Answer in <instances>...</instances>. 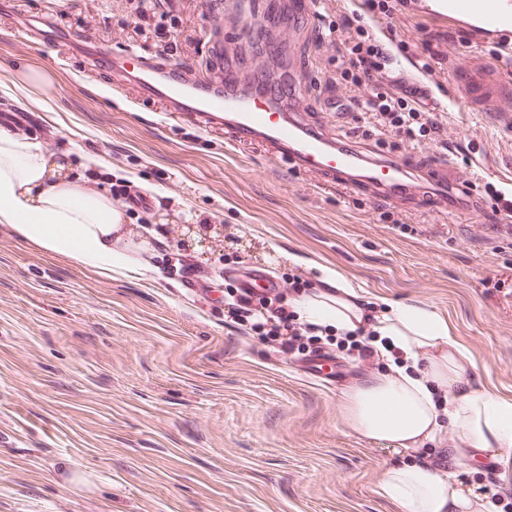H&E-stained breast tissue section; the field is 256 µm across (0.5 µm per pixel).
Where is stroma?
Returning <instances> with one entry per match:
<instances>
[{
	"mask_svg": "<svg viewBox=\"0 0 512 512\" xmlns=\"http://www.w3.org/2000/svg\"><path fill=\"white\" fill-rule=\"evenodd\" d=\"M268 2L224 0L209 19L165 0L177 32L167 46L138 34L116 0H0V131L68 157L79 177L97 159L102 177L150 200L124 216L153 244L142 275L106 277L0 226V512H395L376 487L403 455L361 437L343 411L381 360H345L332 381L307 373L187 288L171 272L178 254L217 291L233 261L314 288L330 267L368 308L427 306L470 351L476 383L512 397V240L487 229L485 192L512 188V129L494 112L447 109L449 141L468 146L456 162L478 175L452 211L325 189L315 174L275 167L262 143L229 146L223 128L168 124L162 100L90 60L107 47L186 60L201 75L267 61L298 78L306 119L344 138L318 101L336 62L314 42L349 0H318L312 17L290 21ZM243 23L271 31L281 56L269 59ZM382 23L387 52L432 61L440 81L493 61L512 81V56L498 57L490 35L447 39V24L412 7ZM430 32L444 35L433 59ZM26 65L50 71L52 86H21ZM456 471L512 512V448L503 462L461 457Z\"/></svg>",
	"mask_w": 512,
	"mask_h": 512,
	"instance_id": "stroma-1",
	"label": "stroma"
}]
</instances>
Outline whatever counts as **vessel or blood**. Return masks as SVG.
I'll return each mask as SVG.
<instances>
[{"label":"vessel or blood","mask_w":512,"mask_h":512,"mask_svg":"<svg viewBox=\"0 0 512 512\" xmlns=\"http://www.w3.org/2000/svg\"><path fill=\"white\" fill-rule=\"evenodd\" d=\"M422 9L430 17H446L449 28L460 33L495 34L499 28L491 20L511 10L512 0H453L446 11L438 0H422ZM92 61L118 76L134 78L144 97L165 100L170 119L223 127L227 140L236 144L264 143L273 150L274 164L318 174L323 186L343 185L390 198L427 195L448 203L467 197L470 191L471 177L460 176L456 170L425 166L419 168L420 178L415 181L405 159L368 158L336 143L299 113L285 109L287 88L260 79L249 84L230 83L219 71L204 80H191L177 63L161 65L141 59L131 67L126 56L107 48L96 50ZM454 84L464 90L475 110L496 109L503 125L512 124V85L499 78L497 67L458 75ZM233 279L237 287L256 292L278 285L259 267L236 272Z\"/></svg>","instance_id":"1"}]
</instances>
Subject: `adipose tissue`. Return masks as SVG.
Returning <instances> with one entry per match:
<instances>
[{
	"mask_svg": "<svg viewBox=\"0 0 512 512\" xmlns=\"http://www.w3.org/2000/svg\"><path fill=\"white\" fill-rule=\"evenodd\" d=\"M123 221L100 189L76 181L67 157L0 132V226L19 240L103 276L116 270L137 276L144 269L142 249L129 244ZM321 278L330 292L297 299L298 321L355 330L363 307L353 288L329 267ZM373 321L404 363L348 392L344 411L355 432L388 442L400 454L417 453L448 431L477 459L512 447V398L474 384L471 356L446 319L424 306L391 303ZM439 388L448 391L442 405L433 396ZM458 454L449 449L443 471L425 463L387 469L379 496L398 512H492L488 492L457 477Z\"/></svg>",
	"mask_w": 512,
	"mask_h": 512,
	"instance_id": "ef3b65f1",
	"label": "adipose tissue"
}]
</instances>
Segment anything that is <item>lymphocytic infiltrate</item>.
Listing matches in <instances>:
<instances>
[{
	"mask_svg": "<svg viewBox=\"0 0 512 512\" xmlns=\"http://www.w3.org/2000/svg\"><path fill=\"white\" fill-rule=\"evenodd\" d=\"M336 28L338 36L329 39L328 45L339 66L335 77L327 80L325 91L329 100L335 101L338 116L345 119L350 135L369 138L381 134L412 141L421 150L431 142L443 151H455V144L445 137L440 114L420 109L412 93L390 76L389 55L376 39L344 13ZM369 83L374 86L371 96L355 95V88ZM307 289V281L295 276L270 297L256 300L235 290L227 304L228 315L232 323L256 332L282 357L322 352L336 343L360 362L373 361L376 350L370 334H353L337 342L324 328L298 322L290 301Z\"/></svg>",
	"mask_w": 512,
	"mask_h": 512,
	"instance_id": "f902f5d3",
	"label": "lymphocytic infiltrate"
}]
</instances>
